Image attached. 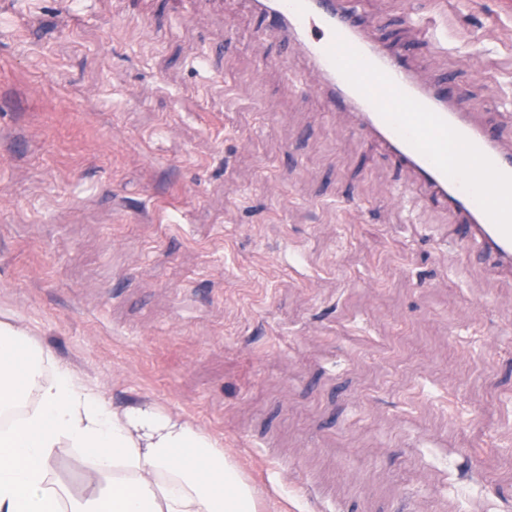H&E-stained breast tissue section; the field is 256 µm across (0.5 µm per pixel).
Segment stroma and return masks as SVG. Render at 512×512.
<instances>
[{"label": "stroma", "instance_id": "obj_1", "mask_svg": "<svg viewBox=\"0 0 512 512\" xmlns=\"http://www.w3.org/2000/svg\"><path fill=\"white\" fill-rule=\"evenodd\" d=\"M359 8L512 142V0ZM264 26L0 0V323L205 431L259 512H512V278ZM90 464L49 478L83 497Z\"/></svg>", "mask_w": 512, "mask_h": 512}]
</instances>
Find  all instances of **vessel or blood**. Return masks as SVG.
<instances>
[{
	"label": "vessel or blood",
	"instance_id": "1",
	"mask_svg": "<svg viewBox=\"0 0 512 512\" xmlns=\"http://www.w3.org/2000/svg\"><path fill=\"white\" fill-rule=\"evenodd\" d=\"M253 2L264 37L311 62L329 104L352 109L363 135L457 215L456 245L512 274V144L471 112L464 91L448 78L420 80L350 0Z\"/></svg>",
	"mask_w": 512,
	"mask_h": 512
}]
</instances>
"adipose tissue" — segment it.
I'll list each match as a JSON object with an SVG mask.
<instances>
[{
    "mask_svg": "<svg viewBox=\"0 0 512 512\" xmlns=\"http://www.w3.org/2000/svg\"><path fill=\"white\" fill-rule=\"evenodd\" d=\"M14 325H0V512H257L255 489L233 459L188 421L149 403L109 406ZM65 448L93 458L89 492L49 489Z\"/></svg>",
    "mask_w": 512,
    "mask_h": 512,
    "instance_id": "obj_1",
    "label": "adipose tissue"
}]
</instances>
